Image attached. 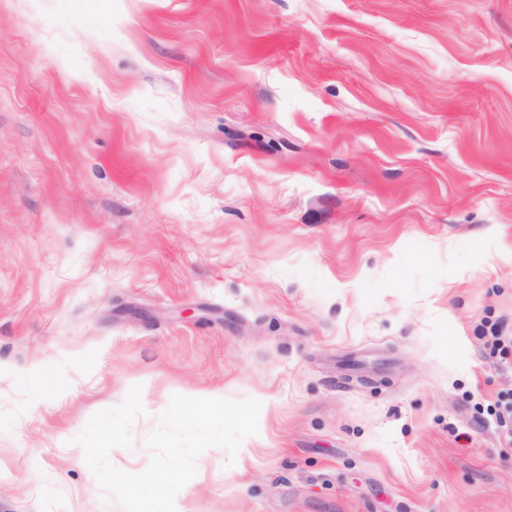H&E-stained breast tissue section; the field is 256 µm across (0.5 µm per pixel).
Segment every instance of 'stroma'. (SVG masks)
Returning <instances> with one entry per match:
<instances>
[{"label": "stroma", "mask_w": 512, "mask_h": 512, "mask_svg": "<svg viewBox=\"0 0 512 512\" xmlns=\"http://www.w3.org/2000/svg\"><path fill=\"white\" fill-rule=\"evenodd\" d=\"M500 319L512 0H0V512L137 384L262 403L178 512H512Z\"/></svg>", "instance_id": "35a3bbf8"}]
</instances>
